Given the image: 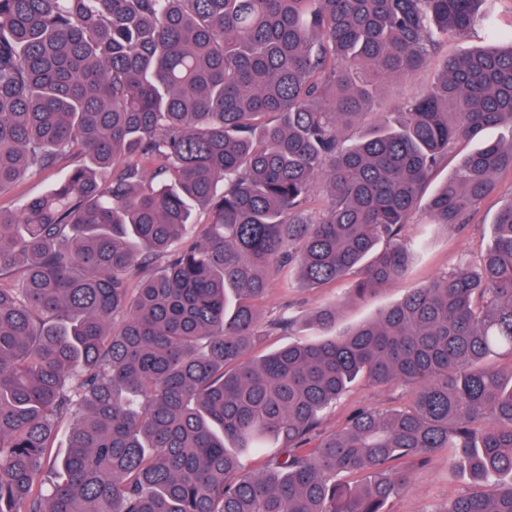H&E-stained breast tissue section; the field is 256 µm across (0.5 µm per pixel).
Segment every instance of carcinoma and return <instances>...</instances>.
<instances>
[{"label":"carcinoma","mask_w":512,"mask_h":512,"mask_svg":"<svg viewBox=\"0 0 512 512\" xmlns=\"http://www.w3.org/2000/svg\"><path fill=\"white\" fill-rule=\"evenodd\" d=\"M498 2L0 0V193L68 162L0 208V512H387L443 449L479 491L433 512H512V363H487L512 358V201L478 265L255 355L292 325L260 323L271 273L347 281L313 312L335 326L407 273L450 146L512 130ZM476 30L491 45L347 136L381 82ZM504 170L512 142L462 156L431 223H465ZM363 378L410 401L320 435ZM63 174L59 168L37 171L27 175L10 191L0 195V206H12L19 203L21 198L36 196L46 192L50 186Z\"/></svg>","instance_id":"obj_1"}]
</instances>
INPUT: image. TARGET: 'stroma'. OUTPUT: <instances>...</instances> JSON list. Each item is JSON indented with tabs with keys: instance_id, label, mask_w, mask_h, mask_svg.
Listing matches in <instances>:
<instances>
[{
	"instance_id": "stroma-1",
	"label": "stroma",
	"mask_w": 512,
	"mask_h": 512,
	"mask_svg": "<svg viewBox=\"0 0 512 512\" xmlns=\"http://www.w3.org/2000/svg\"><path fill=\"white\" fill-rule=\"evenodd\" d=\"M435 74L436 69L431 66L412 78L385 81L376 91L380 110L418 97L433 81ZM511 200L512 172L505 171L497 176L494 191L471 212L468 223L461 228L448 230L429 224L424 210H417L411 224L402 231L403 241L418 249L407 275L367 301L349 302L342 306L337 316L338 328L375 318L412 289L421 287L439 273L451 270L461 261L478 262L480 247L490 236L499 208ZM343 289L340 283L323 288L302 287L294 273L285 269L272 274L261 309L267 316L287 313L294 318L295 324L288 333L266 337L260 347L261 352L321 336L322 331L312 321L311 314L315 308L341 295ZM407 399L405 387L383 388L358 381L325 415L320 432L327 435L341 429L355 409L398 407ZM472 489L467 476L449 471L448 457L443 454L428 466L413 468L409 489L393 496L386 509L387 512H426L427 508L446 503L448 499Z\"/></svg>"
}]
</instances>
